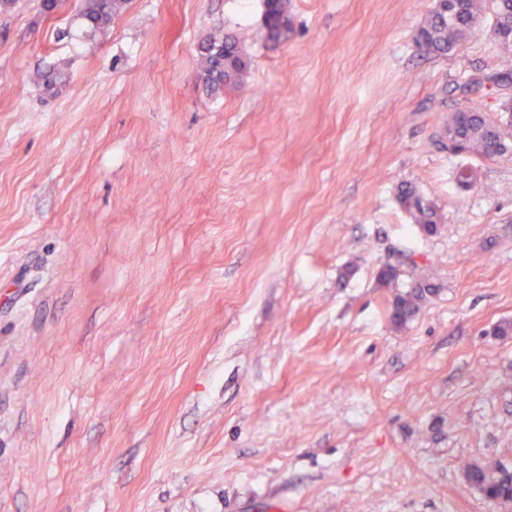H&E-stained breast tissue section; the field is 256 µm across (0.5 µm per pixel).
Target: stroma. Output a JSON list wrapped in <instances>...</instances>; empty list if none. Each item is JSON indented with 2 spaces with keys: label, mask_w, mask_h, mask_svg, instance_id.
<instances>
[{
  "label": "stroma",
  "mask_w": 512,
  "mask_h": 512,
  "mask_svg": "<svg viewBox=\"0 0 512 512\" xmlns=\"http://www.w3.org/2000/svg\"><path fill=\"white\" fill-rule=\"evenodd\" d=\"M41 3L0 9V512H501L463 466L512 467V158L442 145L497 112L492 15L434 56V0H288L276 46L263 0ZM388 264L438 287L403 329ZM128 0H81L77 18L82 21L87 36L105 31L112 18L119 15ZM197 56L200 78L215 94L240 87L250 66L238 35L232 32L214 33L202 39L198 44ZM238 71L241 75L236 79ZM396 198L412 223L416 224L423 233L434 234L437 231L441 218L436 206L414 186L402 184L398 187Z\"/></svg>",
  "instance_id": "35a3bbf8"
}]
</instances>
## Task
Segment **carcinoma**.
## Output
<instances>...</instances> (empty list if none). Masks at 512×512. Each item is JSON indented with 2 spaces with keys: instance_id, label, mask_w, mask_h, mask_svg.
<instances>
[{
  "instance_id": "cac0c4a2",
  "label": "carcinoma",
  "mask_w": 512,
  "mask_h": 512,
  "mask_svg": "<svg viewBox=\"0 0 512 512\" xmlns=\"http://www.w3.org/2000/svg\"><path fill=\"white\" fill-rule=\"evenodd\" d=\"M267 8L263 22V39L277 45L288 33V0H264ZM127 0H81L77 18L82 21L85 35L105 31L112 18L122 12ZM494 15V33L502 46H512V0H436L419 27L416 41L428 54L444 55L480 25L484 8ZM200 78L213 93L220 94L243 84L250 61L243 53L241 41L232 32L210 34L197 48ZM500 117L491 118L482 112L455 111L448 113L447 131L467 154L485 160L512 155V97L500 98ZM396 198L400 206L425 234H433L440 224L436 206L414 186L398 187ZM402 272L395 267L379 271L380 282L394 289L390 322L404 328L420 312L422 306L437 294L438 289L428 275H417L408 285H399ZM470 486L477 490L512 497V475H506L501 464L464 465Z\"/></svg>"
}]
</instances>
